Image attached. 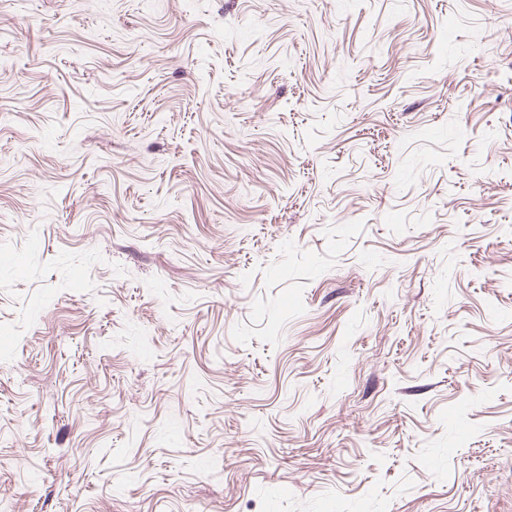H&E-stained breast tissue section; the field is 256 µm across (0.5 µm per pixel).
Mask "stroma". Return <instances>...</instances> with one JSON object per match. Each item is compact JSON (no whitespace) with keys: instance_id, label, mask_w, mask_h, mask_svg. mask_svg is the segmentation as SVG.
Wrapping results in <instances>:
<instances>
[{"instance_id":"1","label":"stroma","mask_w":512,"mask_h":512,"mask_svg":"<svg viewBox=\"0 0 512 512\" xmlns=\"http://www.w3.org/2000/svg\"><path fill=\"white\" fill-rule=\"evenodd\" d=\"M0 512H512V0H0Z\"/></svg>"}]
</instances>
